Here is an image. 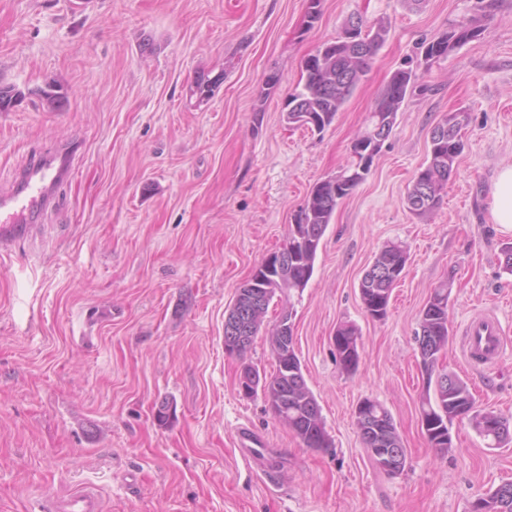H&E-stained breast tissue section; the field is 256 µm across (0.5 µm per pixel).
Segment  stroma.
Instances as JSON below:
<instances>
[{
	"label": "stroma",
	"mask_w": 512,
	"mask_h": 512,
	"mask_svg": "<svg viewBox=\"0 0 512 512\" xmlns=\"http://www.w3.org/2000/svg\"><path fill=\"white\" fill-rule=\"evenodd\" d=\"M0 0V84L24 97L0 112V190L42 149L78 139L73 174L38 224L0 248V512L94 487L103 512H470L512 481V447L454 422L452 448L419 423L426 376L415 332L441 282L453 283L443 364L481 407L512 415V348L467 365L468 324L493 311L512 340V230L492 223L490 189L512 164V0ZM482 11L480 35L421 78L371 173L336 208L303 292L273 300L245 358L224 350L238 288L288 237L312 187L350 158L391 76L420 43ZM390 36L323 132L288 126L285 101L305 58L351 15ZM223 75L196 103L200 73ZM277 74L274 88L265 85ZM56 83L60 107L42 96ZM463 109L464 150L440 206L411 214L407 186L432 128ZM408 255L384 319L359 282L388 242ZM291 307L296 350L331 439L309 448L243 396L242 362L271 374L269 335ZM360 332L343 372L333 337ZM392 415L408 452L390 477L371 461L354 411ZM173 415L158 425L155 408ZM246 426L263 456L234 447Z\"/></svg>",
	"instance_id": "obj_1"
}]
</instances>
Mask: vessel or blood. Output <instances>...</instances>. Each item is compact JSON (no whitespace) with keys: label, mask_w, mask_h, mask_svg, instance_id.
Wrapping results in <instances>:
<instances>
[{"label":"vessel or blood","mask_w":512,"mask_h":512,"mask_svg":"<svg viewBox=\"0 0 512 512\" xmlns=\"http://www.w3.org/2000/svg\"><path fill=\"white\" fill-rule=\"evenodd\" d=\"M77 151L74 144L49 148L16 174L11 188L0 192V237L32 228L54 205L56 187L69 177ZM508 344L511 342L491 315L471 322L463 341L467 362L487 366L498 363ZM49 512H102V505L95 489L84 487L52 502Z\"/></svg>","instance_id":"vessel-or-blood-1"}]
</instances>
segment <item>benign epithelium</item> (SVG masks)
<instances>
[{"label":"benign epithelium","instance_id":"1","mask_svg":"<svg viewBox=\"0 0 512 512\" xmlns=\"http://www.w3.org/2000/svg\"><path fill=\"white\" fill-rule=\"evenodd\" d=\"M295 256L281 250L269 254L252 272L250 279L253 288L246 297L231 306L224 319V350L235 353L242 346L248 335L255 330L252 312L262 306L265 299L273 291V287L282 286L288 279L290 263ZM278 333L272 336V348L275 362L281 369L279 374L281 393H272L271 379L259 373L251 364L241 367L238 386L245 396L261 392L269 410L276 417L288 414V390H299L303 387V379L296 364L295 336L291 317L280 319L277 325ZM379 469L390 477L402 474L408 464L406 449L401 442L391 444L388 448L378 449Z\"/></svg>","mask_w":512,"mask_h":512}]
</instances>
